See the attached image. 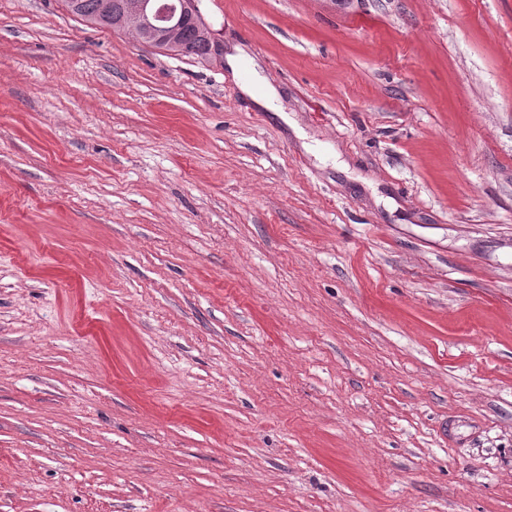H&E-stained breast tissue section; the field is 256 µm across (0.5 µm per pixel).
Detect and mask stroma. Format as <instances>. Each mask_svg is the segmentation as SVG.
<instances>
[{"label": "stroma", "mask_w": 512, "mask_h": 512, "mask_svg": "<svg viewBox=\"0 0 512 512\" xmlns=\"http://www.w3.org/2000/svg\"><path fill=\"white\" fill-rule=\"evenodd\" d=\"M201 11L0 0V512H512V0ZM102 0H65L67 10L82 21L113 30H122L121 22L131 0H111L109 11H102ZM164 1L181 0H133L125 29L133 33L136 42L140 45H143L142 40L137 37L136 33L142 30L147 37L158 34L146 40L150 43L149 47L173 52L175 55L192 59L205 60L211 58L213 56L212 50H215L214 42L209 32L202 26L201 16L191 14L181 26L183 11L177 17L174 6ZM159 22L163 23V26H159L157 24ZM159 33H162L168 39H172L176 44L182 45L178 48V51L187 53L188 49L189 54L181 55V53H178L172 45V41ZM175 36L176 39L174 40Z\"/></svg>", "instance_id": "stroma-1"}]
</instances>
